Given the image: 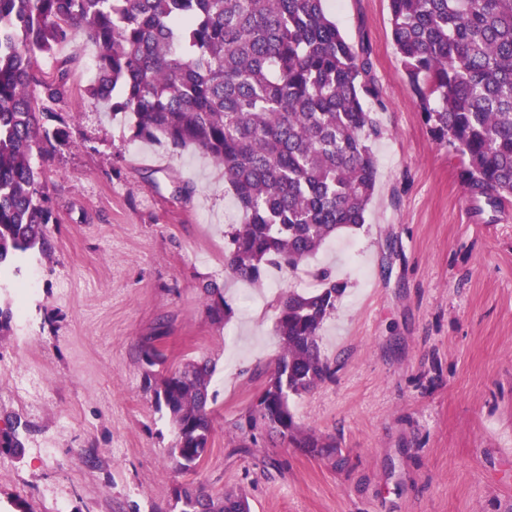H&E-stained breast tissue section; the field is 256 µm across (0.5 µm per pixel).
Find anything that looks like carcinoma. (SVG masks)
<instances>
[{
	"label": "carcinoma",
	"instance_id": "carcinoma-1",
	"mask_svg": "<svg viewBox=\"0 0 512 512\" xmlns=\"http://www.w3.org/2000/svg\"><path fill=\"white\" fill-rule=\"evenodd\" d=\"M327 0H0V265L27 254L51 259L57 213L35 168L66 136L57 101L68 72L45 80L38 57L80 33L94 48L86 95L112 115L134 116V138L194 147L221 165L242 213L225 232L224 266L258 286L270 267L296 270L344 227H360L374 193L366 107L381 104L369 48H355ZM391 37L423 116L459 153L475 199L512 196V0H389ZM314 293L278 298L281 352L254 410L239 426L261 429L311 455L336 442L303 431L290 397L331 380L318 332L344 285L322 269ZM210 315L224 316L222 287L204 286ZM213 364L159 372L157 404L176 431L171 454L192 473L210 444ZM179 512H251L247 495L214 498L188 486Z\"/></svg>",
	"mask_w": 512,
	"mask_h": 512
}]
</instances>
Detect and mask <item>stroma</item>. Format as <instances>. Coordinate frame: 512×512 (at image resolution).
<instances>
[{
  "label": "stroma",
  "instance_id": "35a3bbf8",
  "mask_svg": "<svg viewBox=\"0 0 512 512\" xmlns=\"http://www.w3.org/2000/svg\"><path fill=\"white\" fill-rule=\"evenodd\" d=\"M351 42L366 39L382 106L366 222L337 233L282 290L331 268L346 291L319 332L331 381L293 398L302 429L333 438L312 456L237 425L280 351L275 293L224 269L238 208L224 171L200 150L133 136L84 94L83 41L67 60L59 110L73 114L53 155L35 158L59 216L54 254L0 277V512H172L191 484L244 490L251 512H512V222L478 209L459 154L425 124L390 36L388 0H328ZM224 286L212 320L206 283ZM160 337L167 369L208 358L213 431L195 472L176 470V433L153 390L141 343Z\"/></svg>",
  "mask_w": 512,
  "mask_h": 512
}]
</instances>
